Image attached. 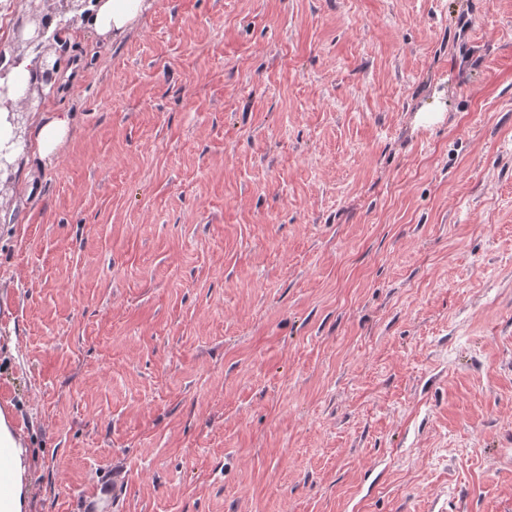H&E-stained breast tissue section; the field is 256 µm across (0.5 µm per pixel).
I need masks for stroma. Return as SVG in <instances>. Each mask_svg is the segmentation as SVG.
Returning <instances> with one entry per match:
<instances>
[{
  "instance_id": "35a3bbf8",
  "label": "stroma",
  "mask_w": 512,
  "mask_h": 512,
  "mask_svg": "<svg viewBox=\"0 0 512 512\" xmlns=\"http://www.w3.org/2000/svg\"><path fill=\"white\" fill-rule=\"evenodd\" d=\"M74 29L0 180L29 512H512V0ZM30 141L31 158L48 159L67 135L71 117L67 112H35Z\"/></svg>"
}]
</instances>
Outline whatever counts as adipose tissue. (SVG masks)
<instances>
[{"mask_svg": "<svg viewBox=\"0 0 512 512\" xmlns=\"http://www.w3.org/2000/svg\"><path fill=\"white\" fill-rule=\"evenodd\" d=\"M154 0H95L87 24L100 35L118 42L136 28ZM71 117L66 112H38L30 141L33 160L48 159L67 135ZM25 450L0 414V512H27L29 492L24 480Z\"/></svg>", "mask_w": 512, "mask_h": 512, "instance_id": "1", "label": "adipose tissue"}]
</instances>
